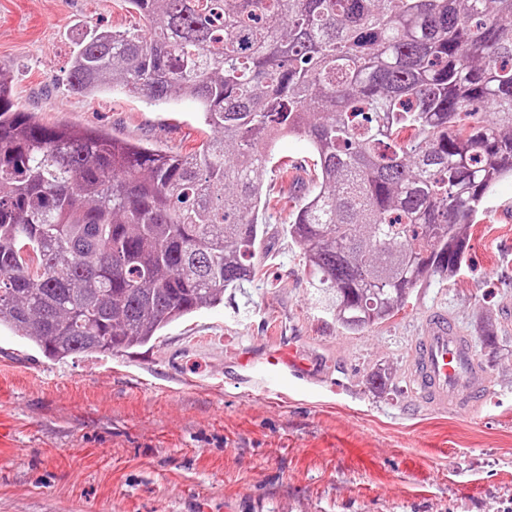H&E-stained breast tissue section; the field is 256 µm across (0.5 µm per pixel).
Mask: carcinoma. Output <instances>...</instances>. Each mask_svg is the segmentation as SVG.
<instances>
[{
  "label": "carcinoma",
  "instance_id": "cac0c4a2",
  "mask_svg": "<svg viewBox=\"0 0 512 512\" xmlns=\"http://www.w3.org/2000/svg\"><path fill=\"white\" fill-rule=\"evenodd\" d=\"M67 90L195 100L188 153L48 126L0 67V328L54 360L126 352L262 276L272 145L308 138L317 181L288 214L349 333L457 272L512 176V0H126Z\"/></svg>",
  "mask_w": 512,
  "mask_h": 512
}]
</instances>
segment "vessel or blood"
Returning a JSON list of instances; mask_svg holds the SVG:
<instances>
[{"label": "vessel or blood", "mask_w": 512, "mask_h": 512, "mask_svg": "<svg viewBox=\"0 0 512 512\" xmlns=\"http://www.w3.org/2000/svg\"><path fill=\"white\" fill-rule=\"evenodd\" d=\"M411 392L429 410L448 411L478 406L488 388V374L478 359L475 343L447 311L430 310L423 335L413 337L407 347ZM240 364L257 373L263 382L282 389L304 379L305 363L282 348L256 359L244 356Z\"/></svg>", "instance_id": "b4317fda"}]
</instances>
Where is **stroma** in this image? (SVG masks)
Returning <instances> with one entry per match:
<instances>
[{
	"label": "stroma",
	"instance_id": "stroma-1",
	"mask_svg": "<svg viewBox=\"0 0 512 512\" xmlns=\"http://www.w3.org/2000/svg\"><path fill=\"white\" fill-rule=\"evenodd\" d=\"M148 31L122 0H0V67L47 125L186 153L199 108L64 84L92 29ZM289 180L256 256L265 277L132 352L55 361L0 330V512H512V178L486 194L453 277L433 276L390 320L350 334L316 301L286 198L312 186L306 138L280 139ZM476 340L489 376L477 409L423 410L406 349L427 310ZM295 345L314 374L269 390L242 354ZM381 374L386 385L371 387Z\"/></svg>",
	"mask_w": 512,
	"mask_h": 512
}]
</instances>
